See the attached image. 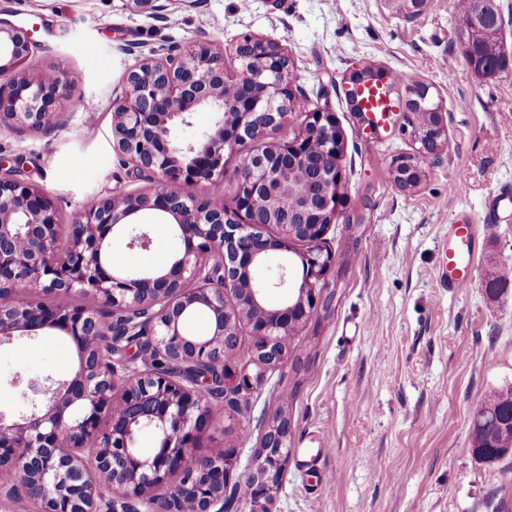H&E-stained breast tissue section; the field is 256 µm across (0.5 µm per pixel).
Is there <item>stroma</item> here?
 Here are the masks:
<instances>
[{"instance_id": "stroma-1", "label": "stroma", "mask_w": 512, "mask_h": 512, "mask_svg": "<svg viewBox=\"0 0 512 512\" xmlns=\"http://www.w3.org/2000/svg\"><path fill=\"white\" fill-rule=\"evenodd\" d=\"M0 17L32 32L27 71L81 78L55 131L0 129V157L14 177L57 208L61 251L79 211L144 186L112 150V98L143 54L208 41L233 71L243 37L271 40L310 106L336 114L341 192L366 221L326 234L339 272L332 311L309 321L287 364L243 395L239 417L204 422L196 454L236 449L237 473L248 475L258 419L282 412L290 456L267 512H512V456L488 462L470 451L474 410L512 387V292H485L512 266V220L486 221L492 197H512V69L483 78L465 62L456 0H197L165 19L132 0H0ZM361 63L423 82L443 101L444 146L414 189L392 178L394 161L416 148L401 128L406 94L393 91L391 123L371 130L342 87ZM88 100L98 108L91 121ZM463 217L477 224L478 246L468 288L451 293L438 277L440 247ZM149 231L146 251L114 237L112 267L170 257L178 246L171 226L153 220ZM76 365L75 346L54 331L1 346L0 411L26 408L13 377L64 378Z\"/></svg>"}]
</instances>
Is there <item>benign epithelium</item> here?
Here are the masks:
<instances>
[{
	"label": "benign epithelium",
	"instance_id": "7a95c632",
	"mask_svg": "<svg viewBox=\"0 0 512 512\" xmlns=\"http://www.w3.org/2000/svg\"><path fill=\"white\" fill-rule=\"evenodd\" d=\"M34 47L30 33L0 19V126L46 130L78 87L68 72L28 73ZM242 63L228 79L224 51L195 41L163 57L143 56L127 68L123 89L112 100V148L147 186L100 200L71 224L68 248L55 252L59 215L35 187L14 179L0 164V346L57 330L77 350L78 368L64 379L38 383L15 377L27 389V409L9 418L0 412V506L11 512H224L226 491L238 459L197 456L199 424L214 412L206 391L224 398L234 413L239 395L265 382L267 372L288 362L284 338L311 321L332 289L335 258L324 248L330 225L354 224L340 195L343 173L336 157L344 146L328 107L304 112L293 136L277 138L293 104L282 48L246 36L236 46ZM375 74L356 69L348 77L350 105L364 112L357 94L373 87ZM408 100L425 107L424 126L434 135L413 158L394 164L396 185L420 183L424 159L436 155L445 134L442 104L429 86L407 88ZM217 114L211 129L190 140L173 136L191 125V114ZM250 145L238 165L239 182L229 200L200 196L193 186L224 178V166ZM323 155L316 161L314 153ZM160 216L174 227L178 249L159 270H116L103 260L114 235L148 249L152 239L140 216ZM281 253L271 281L241 278L249 268ZM296 255L300 279L290 278ZM270 288L283 290L276 307ZM27 291L82 294L93 306L18 303ZM204 314L206 336L189 318ZM252 336L251 356H240V327ZM141 340L139 354L156 353L169 368H140L117 358L127 338ZM260 452L246 482L250 499L271 497L288 465L290 422L282 416L260 423ZM153 431L159 446L145 456L137 435ZM165 493L159 494V488Z\"/></svg>",
	"mask_w": 512,
	"mask_h": 512
}]
</instances>
